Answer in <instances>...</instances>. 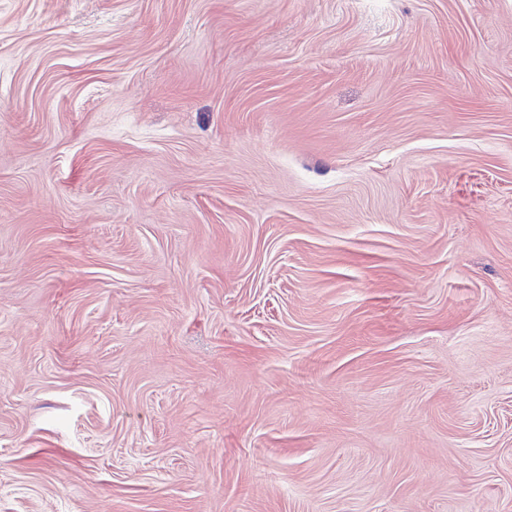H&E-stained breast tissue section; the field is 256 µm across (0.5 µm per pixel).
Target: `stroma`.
<instances>
[{
  "instance_id": "1",
  "label": "stroma",
  "mask_w": 512,
  "mask_h": 512,
  "mask_svg": "<svg viewBox=\"0 0 512 512\" xmlns=\"http://www.w3.org/2000/svg\"><path fill=\"white\" fill-rule=\"evenodd\" d=\"M0 512H512V0H0Z\"/></svg>"
}]
</instances>
